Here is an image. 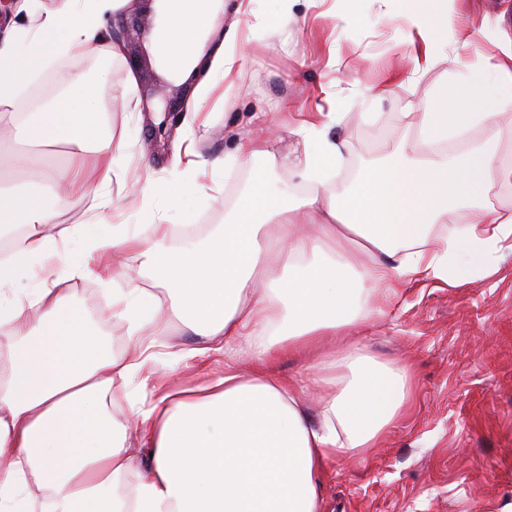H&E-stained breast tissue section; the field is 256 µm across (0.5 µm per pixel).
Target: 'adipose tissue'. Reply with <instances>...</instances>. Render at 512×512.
I'll list each match as a JSON object with an SVG mask.
<instances>
[{
	"mask_svg": "<svg viewBox=\"0 0 512 512\" xmlns=\"http://www.w3.org/2000/svg\"><path fill=\"white\" fill-rule=\"evenodd\" d=\"M129 0H21V23L0 31V119L15 120L24 150L13 168H46L52 192L0 180V235L10 251L0 260V341L9 371L0 377V512H320L328 463L373 447L410 401L406 368L375 360L349 325L366 321L368 294L390 299L410 281L436 279L455 288L492 275L512 253V215L487 203L512 181V165L475 147L450 155L445 144L479 128L512 121V48L498 69L504 81L468 66L433 86L423 106L408 104L413 148L368 161L340 187L331 180L345 142L328 128L342 113H306L295 133L302 149L288 160L307 184L303 195L272 191L252 177L224 225L183 246L169 227L131 233L113 226L61 224L58 206L89 186L124 183L125 138L98 134V86L83 73H62L61 101L29 108L23 92L58 59L106 49L122 59L107 19ZM276 22L251 23L255 0H155L159 28L147 50L169 74L196 78L184 106L183 137L207 138L203 104L245 67L244 44L281 36L297 0H276ZM425 43L410 74L434 66L449 42L475 34L448 25L444 0H401ZM67 141L73 156L92 152L90 169L58 166L53 148ZM203 155H174L170 179H145V205L164 198L181 209L195 188ZM448 234H436L437 225ZM83 243L80 259L64 244ZM139 253L142 267L112 291L109 314L125 325L126 350L112 352L90 315L65 307L59 286L109 283ZM178 321L200 344L160 351L143 331ZM235 351L223 374L177 392L154 387L155 366H187ZM312 350L305 375L287 379L274 365ZM125 412H113L117 399ZM42 492L32 499L31 489Z\"/></svg>",
	"mask_w": 512,
	"mask_h": 512,
	"instance_id": "ef3b65f1",
	"label": "adipose tissue"
}]
</instances>
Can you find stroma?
Segmentation results:
<instances>
[{
  "mask_svg": "<svg viewBox=\"0 0 512 512\" xmlns=\"http://www.w3.org/2000/svg\"><path fill=\"white\" fill-rule=\"evenodd\" d=\"M287 42L252 45L230 99L214 96L204 105L214 125L199 149L223 158L241 135L268 137V148L285 157L299 139L285 127L288 107L345 113L331 136L345 138L346 162L337 180L348 178L366 159L413 140L412 127L398 120L407 102L424 101L432 85L456 74L460 65L492 67L498 43L512 39V0H448L457 26H475L482 37L468 46L451 45L446 60L415 80L393 86L377 101L363 99L364 86H381L398 63L420 55L422 42L400 0H320L299 4ZM99 86L101 98L120 96L128 73H135L137 97H144L164 74L141 52L135 61L105 67L87 58L63 60ZM363 112L372 113L360 121ZM101 134L121 135L130 145L125 185H112L109 224L162 222L181 226L177 211L155 203L142 209L140 177L169 179L173 146L146 149L150 122L142 110L103 113ZM267 169L273 185L298 188L287 167L267 168L258 159L232 173L205 170L197 177L206 194L188 192L185 208L200 224L223 223L254 170ZM76 305L98 312L96 323L115 352L125 348L124 328L108 318L112 294L93 279L63 285ZM368 324L351 327L369 354L387 364L411 368L414 403L390 426L376 447L349 462L329 464L322 485L324 512H512V255L498 271L475 284L455 288L440 282L410 283L380 303Z\"/></svg>",
  "mask_w": 512,
  "mask_h": 512,
  "instance_id": "1",
  "label": "stroma"
}]
</instances>
